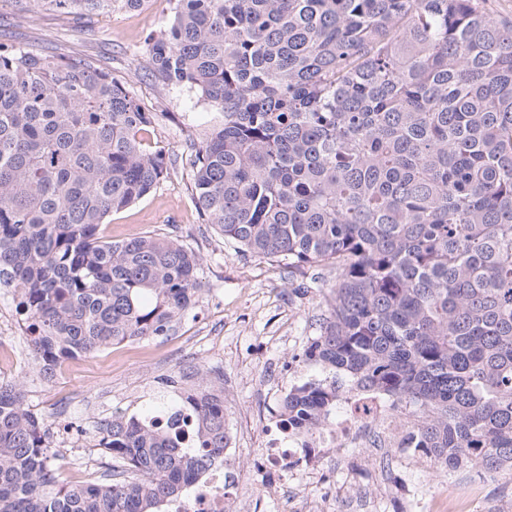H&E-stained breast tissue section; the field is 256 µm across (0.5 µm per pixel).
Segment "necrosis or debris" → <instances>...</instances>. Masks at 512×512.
I'll list each match as a JSON object with an SVG mask.
<instances>
[{"mask_svg": "<svg viewBox=\"0 0 512 512\" xmlns=\"http://www.w3.org/2000/svg\"><path fill=\"white\" fill-rule=\"evenodd\" d=\"M148 419L182 444L192 445L191 406L156 404ZM416 425L415 415L397 409L383 394L350 392L323 427L299 433L277 423L269 425L258 467L241 470L239 450L235 443H228L223 460L212 465L205 478L191 484L182 497L171 501L167 512H244L245 489L264 499L275 497L307 456L348 446L406 448Z\"/></svg>", "mask_w": 512, "mask_h": 512, "instance_id": "4bbe7bcc", "label": "necrosis or debris"}]
</instances>
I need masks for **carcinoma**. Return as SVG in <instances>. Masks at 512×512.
Instances as JSON below:
<instances>
[{
	"label": "carcinoma",
	"instance_id": "1",
	"mask_svg": "<svg viewBox=\"0 0 512 512\" xmlns=\"http://www.w3.org/2000/svg\"><path fill=\"white\" fill-rule=\"evenodd\" d=\"M144 2L12 0L80 19ZM142 69L223 116L188 136L203 223L324 290L305 358L328 376L288 392V424L324 425L346 380L414 405V451L445 468L512 465V21L483 0H174ZM157 117L87 59L0 40V285L47 380L196 304L193 250L99 234L174 171ZM194 431L191 450L115 415L112 472L69 487L0 383V512H161L224 455L223 400L198 395Z\"/></svg>",
	"mask_w": 512,
	"mask_h": 512
}]
</instances>
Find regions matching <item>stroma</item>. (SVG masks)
<instances>
[{
  "mask_svg": "<svg viewBox=\"0 0 512 512\" xmlns=\"http://www.w3.org/2000/svg\"><path fill=\"white\" fill-rule=\"evenodd\" d=\"M172 0H145L141 9L89 21L42 11L20 21L9 0H0V34L38 53L93 57L152 112L151 144L176 161L170 178L101 227L119 241L144 233L178 240L197 255L201 291L195 306L171 336L130 340L65 362L52 381L39 373L11 289L0 287V382L21 388L40 416L67 484L101 480L110 462L97 446V426L115 414H141L168 395L163 378L181 368L203 367L207 384L228 393L227 427L241 449V463H255L266 443L272 410L292 386L321 378L304 353L319 333L325 311L322 292L300 289L286 266L239 253L212 225L203 223L191 197L186 163L189 134L221 119L219 111L194 103L183 92L158 98L142 77L139 61L147 39L166 29ZM422 456L403 449L339 448L304 461L277 500L254 499V512H303L330 487L336 512H428L420 495L454 491L461 512H512V471L490 477L470 468L439 474L422 469Z\"/></svg>",
  "mask_w": 512,
  "mask_h": 512,
  "instance_id": "35a3bbf8",
  "label": "stroma"
}]
</instances>
